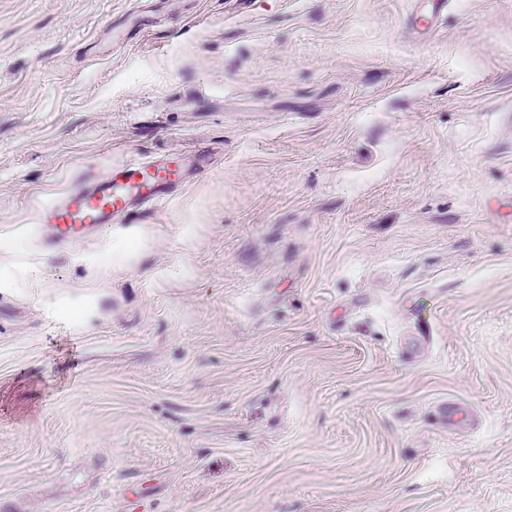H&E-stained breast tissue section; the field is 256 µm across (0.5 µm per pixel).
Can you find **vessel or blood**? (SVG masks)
Instances as JSON below:
<instances>
[{
  "instance_id": "1",
  "label": "vessel or blood",
  "mask_w": 512,
  "mask_h": 512,
  "mask_svg": "<svg viewBox=\"0 0 512 512\" xmlns=\"http://www.w3.org/2000/svg\"><path fill=\"white\" fill-rule=\"evenodd\" d=\"M185 159L176 151L162 160L126 163L105 177L88 176L80 188L43 208L39 221L49 227L52 243L80 241L98 226L116 222L130 204L165 198L179 186Z\"/></svg>"
}]
</instances>
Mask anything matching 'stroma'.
<instances>
[{
  "label": "stroma",
  "instance_id": "obj_1",
  "mask_svg": "<svg viewBox=\"0 0 512 512\" xmlns=\"http://www.w3.org/2000/svg\"><path fill=\"white\" fill-rule=\"evenodd\" d=\"M132 496L512 512V0H0V504ZM186 160L178 150L163 160L126 162L106 177L91 174L80 188L43 208L39 223L49 227L54 244L78 242L98 226L116 222L130 204L165 198L182 183L178 172Z\"/></svg>",
  "mask_w": 512,
  "mask_h": 512
}]
</instances>
